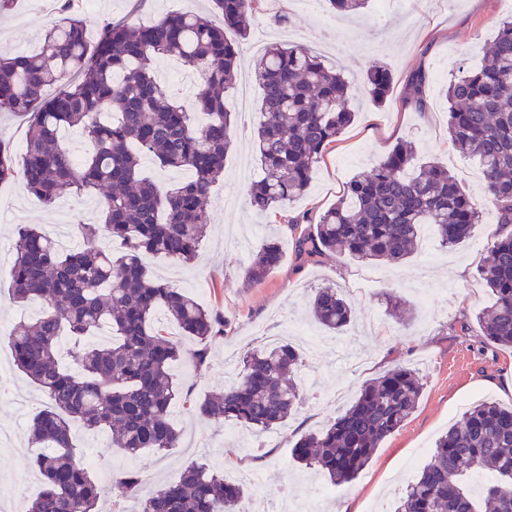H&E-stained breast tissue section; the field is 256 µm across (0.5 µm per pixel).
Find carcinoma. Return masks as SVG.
Segmentation results:
<instances>
[{
    "mask_svg": "<svg viewBox=\"0 0 512 512\" xmlns=\"http://www.w3.org/2000/svg\"><path fill=\"white\" fill-rule=\"evenodd\" d=\"M221 22L176 12L149 25L106 26L91 44L75 0H65L36 55L0 49V112L29 123L21 154L0 142V183L22 179L45 206L68 191L100 200L102 222L82 224L81 251L63 252L34 225L18 232L10 267L13 298L39 301L41 315L7 340L15 366L48 399L30 425L37 452L30 463L43 478V491L25 512H96L102 488L80 462L76 428L110 432L111 448L128 458L144 450L179 447L180 432L170 406L180 395L171 366L201 370L204 347L224 321L181 288L155 276L145 254L171 264L193 261L209 224L207 202L223 177L231 145L233 113L225 98L235 88L239 45L228 38L249 35L251 19L264 0H211ZM333 13L358 12L368 0H324ZM174 56L197 77L193 101L184 103L155 79L157 59ZM262 119L256 129L262 177L247 190L260 214L278 217L303 195L313 169L328 147L354 121L347 109L344 74L325 65L303 45L271 43L257 60ZM393 84L391 72L374 64L360 92L381 104ZM427 76L415 73L405 104L426 108ZM448 135L453 146L480 160L496 229L480 278L494 297L477 317L483 336L512 348V15L498 22L484 65L462 71L444 91ZM78 127L90 143L76 162L60 132ZM150 157L188 176L160 188L142 175ZM486 223L459 180L437 161L418 162L410 142H398L366 173L353 177L314 230L296 239L298 256L326 253L365 261L397 262L415 250L430 226L445 247H455ZM118 241L117 255L97 244L100 235ZM281 260L274 242L264 244L245 269L248 283L262 281ZM388 304L401 326L409 308L396 294ZM311 314L339 333L352 309L341 288L314 290ZM202 344L191 349L158 320ZM112 339L96 343L104 328ZM70 341L77 371L60 364ZM303 355L292 344L244 353L238 378L202 400L184 398L200 417L271 431L285 424L300 396L294 380ZM422 383L416 371L397 366L362 386L357 399L316 433L293 445L294 460L319 471L333 484L357 477L383 441L416 409ZM490 476L481 491L472 473ZM112 483L136 493L140 472L122 467ZM243 482L192 463L178 477L148 491L141 512H240ZM394 512H512V405L480 400L463 420L434 444L427 463L407 483Z\"/></svg>",
    "mask_w": 512,
    "mask_h": 512,
    "instance_id": "carcinoma-1",
    "label": "carcinoma"
}]
</instances>
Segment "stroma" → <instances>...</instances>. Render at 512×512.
I'll list each match as a JSON object with an SVG mask.
<instances>
[{"mask_svg":"<svg viewBox=\"0 0 512 512\" xmlns=\"http://www.w3.org/2000/svg\"><path fill=\"white\" fill-rule=\"evenodd\" d=\"M55 8V0H18L10 13L0 16V48L34 53ZM210 8V0H94L80 15L93 42L109 23L147 24L166 13ZM511 12L503 0H370L364 15L349 18L328 13L322 0L310 8L301 0H265L241 45L238 80L248 86L247 104L239 106L235 92L226 99L235 114L232 144L224 176L208 201L210 224L199 255L187 266L153 258L148 264L177 288L204 282L206 290L197 294V301L226 323L223 336L210 345L206 367L197 372L183 363L173 366L179 388L200 399L231 384L236 374L225 371V359H241L269 330L283 333L305 353L299 408L276 430L231 438L230 422L187 416L182 401H175L174 421L183 431L179 447L147 451L132 461L147 486L174 479L196 461L228 474L258 473V482L241 503L243 512L260 507L280 512L286 497L293 500L295 512H383L398 506L406 483L427 462L436 438L461 419L469 404L484 399L512 404V392L505 387L512 380V348L487 341L476 322L493 301L479 277L493 225H479L471 238L453 248L442 246L431 229H423L417 252L400 264L363 263L335 254L303 261L295 250L298 234L315 226L349 180L369 170L401 139L415 144L420 160L447 166L479 208L488 210L477 159L453 149L448 141V111L441 92L459 68L482 65L484 44L495 36L498 20ZM279 14L287 16V24H273ZM272 42L307 46L327 65L343 68L356 88L371 63H382L393 75L385 103L354 93L355 122L317 164L307 194L287 210L303 219L294 230L283 219L254 212L247 184L240 178L244 171L254 180L261 175L253 143L261 118L253 72L263 47ZM418 71L429 77V105L422 112L404 103L406 83ZM0 198L16 205L0 218V243L10 249L20 225L75 226L82 211L97 203L93 197L66 195L61 206L48 208L17 180L0 184ZM268 241L280 247L279 265L261 283L245 284L251 251ZM328 283L341 287L355 309L353 323L339 334L326 331L308 315L314 288ZM389 292L410 307L407 326L387 316ZM39 313V303L13 299L10 278L0 272V435H15L13 445L0 444V487L32 498L43 484L30 470L28 457L16 450L27 446L28 424L45 408L47 398L16 368L6 337ZM397 365L419 372L422 396L402 428L376 449L353 481L335 485L295 463L297 439L321 429L350 404L365 381ZM107 440L106 433L83 432L78 441L84 459L98 464L94 474L104 487L106 507L123 495L111 479L123 455L108 449Z\"/></svg>","mask_w":512,"mask_h":512,"instance_id":"35a3bbf8","label":"stroma"}]
</instances>
